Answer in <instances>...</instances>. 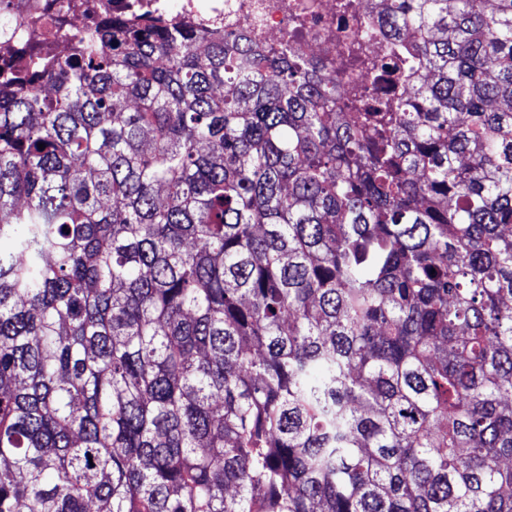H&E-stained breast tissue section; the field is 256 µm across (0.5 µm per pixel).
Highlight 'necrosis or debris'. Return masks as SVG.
Wrapping results in <instances>:
<instances>
[{
  "label": "necrosis or debris",
  "mask_w": 512,
  "mask_h": 512,
  "mask_svg": "<svg viewBox=\"0 0 512 512\" xmlns=\"http://www.w3.org/2000/svg\"><path fill=\"white\" fill-rule=\"evenodd\" d=\"M168 4L169 0H11L13 24L0 35V66L25 71L32 18L47 19L43 36L48 53L64 57L73 52L77 33L101 12L123 14L136 7L164 14ZM364 14L359 7L340 17L336 0H182L179 17L195 28L235 30L240 43L256 51L294 46L332 70L337 45L357 37Z\"/></svg>",
  "instance_id": "obj_1"
}]
</instances>
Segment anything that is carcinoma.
<instances>
[{
	"label": "carcinoma",
	"mask_w": 512,
	"mask_h": 512,
	"mask_svg": "<svg viewBox=\"0 0 512 512\" xmlns=\"http://www.w3.org/2000/svg\"><path fill=\"white\" fill-rule=\"evenodd\" d=\"M381 2L370 112L176 15L0 70V512H512V0Z\"/></svg>",
	"instance_id": "1"
}]
</instances>
